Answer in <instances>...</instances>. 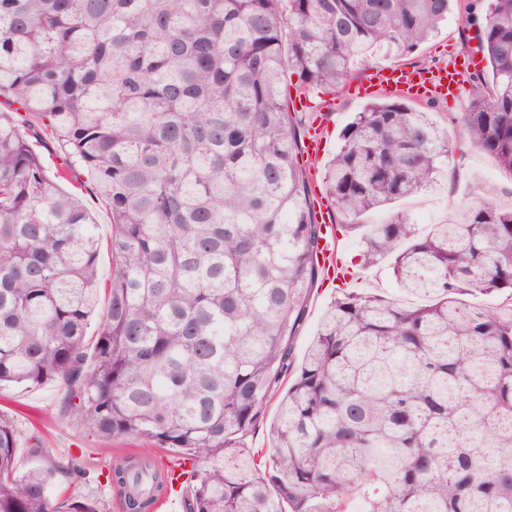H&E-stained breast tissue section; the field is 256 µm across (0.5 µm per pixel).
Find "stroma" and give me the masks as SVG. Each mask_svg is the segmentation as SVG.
I'll list each match as a JSON object with an SVG mask.
<instances>
[{"instance_id":"stroma-1","label":"stroma","mask_w":512,"mask_h":512,"mask_svg":"<svg viewBox=\"0 0 512 512\" xmlns=\"http://www.w3.org/2000/svg\"><path fill=\"white\" fill-rule=\"evenodd\" d=\"M477 45L475 30L463 28L457 15L453 14L441 33L413 54L399 59L379 55L369 61L356 63L349 81L353 84L369 82L374 68L400 63L416 68L459 63L475 56ZM469 99V93L465 92L456 103H429L425 106L432 120L448 131L452 148L446 163L447 171L457 169L458 180L449 182L446 171L426 191L388 208L367 213L363 217L364 223L379 224L401 212L425 232L431 225L444 223L456 216L460 206L476 200L478 190L483 186L496 188L499 203L512 202V176L499 169L484 151L459 131V118L466 111ZM366 104V99L349 96L343 90L337 92L329 108L323 111L327 153H334L338 149L343 129ZM62 186L67 190L78 189L84 206L95 218L96 233L101 243L98 267L102 277H109L112 270L109 246L111 215L107 205L95 193L82 168H74ZM359 237V232L355 231L338 234L336 240V247L351 272L347 279L350 289L408 301V294L397 287L388 265L362 268ZM337 295L336 284L326 280L317 283L307 318L294 340L296 357H303L323 314ZM0 413L13 422L17 434L19 470H26L34 463L53 467L66 463L69 456L80 457L81 474L55 475L49 490L53 506L61 508L73 500L92 498L96 500L100 512H123L117 489L106 484L100 471L117 459L136 455L142 448L141 442L117 438L108 444L109 452H102L101 447L105 445L102 440L80 420L64 414L63 389L55 383L31 388L14 385L0 388ZM35 448L41 449L40 457L32 456L31 451Z\"/></svg>"}]
</instances>
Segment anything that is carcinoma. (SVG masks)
<instances>
[{
    "instance_id": "obj_1",
    "label": "carcinoma",
    "mask_w": 512,
    "mask_h": 512,
    "mask_svg": "<svg viewBox=\"0 0 512 512\" xmlns=\"http://www.w3.org/2000/svg\"><path fill=\"white\" fill-rule=\"evenodd\" d=\"M455 0H0V385L64 386L104 441L123 512L169 489L153 448L191 461L186 512H512V205L485 190L425 234L366 213L425 190L448 130L400 95L343 131L323 183L365 228L361 260L389 262L420 302L344 291L301 362L293 342L326 275L325 225L301 161L288 77L308 112L357 61L414 53ZM486 75L464 131L512 173V0H466ZM42 116L27 125L25 112ZM55 140L112 214V274L92 353L98 240ZM290 383L268 453L245 440ZM0 414V512H56L54 470L19 472Z\"/></svg>"
}]
</instances>
